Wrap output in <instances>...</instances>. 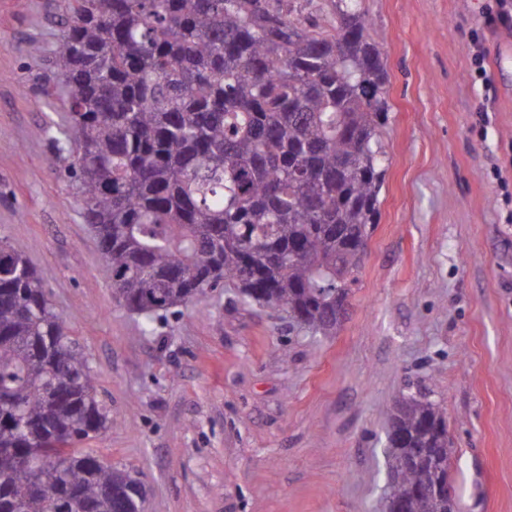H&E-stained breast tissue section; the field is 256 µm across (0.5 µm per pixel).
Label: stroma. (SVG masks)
Segmentation results:
<instances>
[{"label": "stroma", "mask_w": 512, "mask_h": 512, "mask_svg": "<svg viewBox=\"0 0 512 512\" xmlns=\"http://www.w3.org/2000/svg\"><path fill=\"white\" fill-rule=\"evenodd\" d=\"M67 0H0V240L38 271L112 427L83 440L147 487L145 512H386L395 401L448 416L467 512H512V31L472 33L497 0H362L386 61L379 221L322 335L215 292L145 332L117 300L85 223L68 118L48 80Z\"/></svg>", "instance_id": "35a3bbf8"}]
</instances>
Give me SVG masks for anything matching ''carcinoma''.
<instances>
[{
    "label": "carcinoma",
    "mask_w": 512,
    "mask_h": 512,
    "mask_svg": "<svg viewBox=\"0 0 512 512\" xmlns=\"http://www.w3.org/2000/svg\"><path fill=\"white\" fill-rule=\"evenodd\" d=\"M68 0L55 79L69 169L115 294L145 330L224 285L326 333L379 218L386 63L359 0ZM112 414L29 261L0 240V512H145V485L78 441ZM446 412L396 402L387 480L456 512ZM302 3V13L300 17L302 20H316L325 27H331L335 24V17L332 15L330 2L327 0H313L311 4Z\"/></svg>",
    "instance_id": "obj_1"
}]
</instances>
